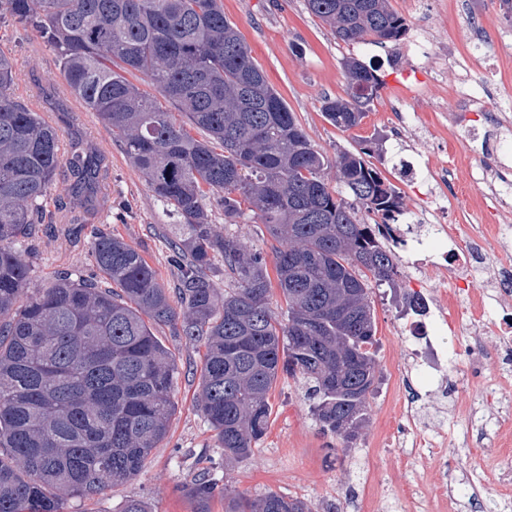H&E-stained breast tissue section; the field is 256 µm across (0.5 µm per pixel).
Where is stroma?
<instances>
[{
	"mask_svg": "<svg viewBox=\"0 0 512 512\" xmlns=\"http://www.w3.org/2000/svg\"><path fill=\"white\" fill-rule=\"evenodd\" d=\"M225 16L236 24L254 62L282 94L312 145L325 158L324 180L340 187L336 160L341 153L363 156L392 183L403 198L399 226L414 235L426 223V209H438L449 236L466 226L499 224L512 228V10L502 0H390L408 24L397 43H346L333 29L311 15L305 0H223ZM481 25H472V17ZM433 28L448 52V70L437 75L436 59L411 49L419 26ZM0 51L14 60V97L38 112L59 134L61 151L70 154L80 141L105 158L109 179L96 205L59 210L70 200V180L58 174L51 188L42 224L23 243L30 266L28 288L50 285L62 272L92 271L90 249L95 231L112 233L143 254L166 288H174L171 248L182 229L181 219L149 190L144 176L127 160L119 142L69 92L55 53L32 30L0 27ZM375 69L383 85L359 127L343 130L322 111L324 98L345 97L347 59ZM466 73L481 111L496 122L486 125L485 140L446 136V151H438L430 127L442 113L417 116L426 131L420 137L396 141L385 130L394 100L410 106L414 96L436 99L444 111L455 112L459 73ZM454 164L455 180L448 186L430 182L421 201L404 173L407 162ZM499 173L502 184L489 191L478 177L483 168ZM402 275L395 286H372L377 334V379L369 397V423L353 447L323 431L310 411L302 381L279 378L270 393L269 428L251 459L233 466L224 461L214 432L196 406L201 348L160 326L157 336L177 357L175 400L178 410L167 437L154 448L133 479L106 489L93 503L69 500L65 512H120L124 502L138 498L151 512H193L185 487L199 472L229 484L241 495L255 498L269 491L308 502L313 512H439L433 501L443 484L454 489L451 512H512V484L503 482L498 450L512 439V347L504 348L493 332L473 339L459 321L461 309L479 296L488 318L512 313V293L502 294L479 284L461 282L447 270L449 292L457 300L448 311L458 323L449 332L454 347L477 344L481 362L470 367L465 356L448 364L434 397L424 399L426 424L419 432L441 440L438 448L410 453L405 442L417 430L395 422L387 409L394 366L418 346L402 331L416 321L410 308L413 277L426 263L423 254L398 252Z\"/></svg>",
	"mask_w": 512,
	"mask_h": 512,
	"instance_id": "35a3bbf8",
	"label": "stroma"
}]
</instances>
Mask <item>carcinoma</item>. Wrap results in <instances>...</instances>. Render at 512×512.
I'll use <instances>...</instances> for the list:
<instances>
[{
	"label": "carcinoma",
	"mask_w": 512,
	"mask_h": 512,
	"mask_svg": "<svg viewBox=\"0 0 512 512\" xmlns=\"http://www.w3.org/2000/svg\"><path fill=\"white\" fill-rule=\"evenodd\" d=\"M345 43L397 42L405 20L389 0H306ZM32 29L56 52L70 94L95 112L180 216L175 296L145 258L100 232L91 255L100 278L62 272L26 295L20 246L42 218L56 172L68 163L73 197L102 191L103 158L76 146L65 159L55 129L11 94L13 59L0 51V512H63L138 475L177 411L172 352L154 333L204 348L198 408L224 461L249 459L266 433L279 376L300 378L325 431L345 445L369 419L376 379L371 281L397 275L380 228L400 195L363 158L338 157L330 190L323 155L253 61L222 0H0V23ZM347 98H324L340 129L359 126L381 81L345 62ZM145 75L149 96L127 78ZM196 129L204 133L197 139ZM264 224L276 280L258 249L210 224ZM372 217L361 220L359 213ZM224 259L220 290L209 271ZM285 303L270 306L272 284ZM194 512H312L294 497L248 499L199 476Z\"/></svg>",
	"instance_id": "obj_1"
}]
</instances>
